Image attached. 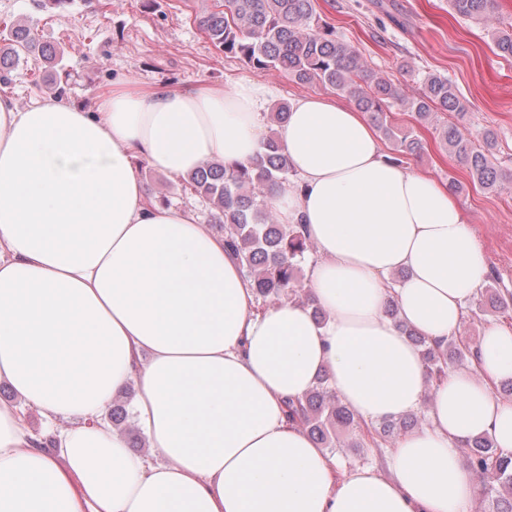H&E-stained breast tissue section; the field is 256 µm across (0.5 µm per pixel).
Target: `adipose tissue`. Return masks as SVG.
Returning a JSON list of instances; mask_svg holds the SVG:
<instances>
[{"mask_svg": "<svg viewBox=\"0 0 512 512\" xmlns=\"http://www.w3.org/2000/svg\"><path fill=\"white\" fill-rule=\"evenodd\" d=\"M272 95L122 80L83 112L0 93V381L20 397L0 402V512H467L480 483L460 446L486 434L512 452V400L492 388L512 379V326L484 331L475 370L435 382L407 336L447 347L486 255L448 187L389 161L357 108L305 95L279 128L294 180L271 204L316 248L325 323L291 299L256 312L223 237L148 202L138 160L174 177L247 162ZM324 373L364 420L426 408L388 472L337 477L288 422L286 400ZM131 382L151 460L106 420Z\"/></svg>", "mask_w": 512, "mask_h": 512, "instance_id": "1", "label": "adipose tissue"}]
</instances>
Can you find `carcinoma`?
<instances>
[{"label": "carcinoma", "instance_id": "obj_1", "mask_svg": "<svg viewBox=\"0 0 512 512\" xmlns=\"http://www.w3.org/2000/svg\"><path fill=\"white\" fill-rule=\"evenodd\" d=\"M461 17H492L498 0H449ZM199 28L224 54L242 59L258 70H273L305 85L321 84L338 90L368 120L394 143L403 156L417 157L423 142L414 131H401L389 122L395 105L411 109L418 120L431 122L438 112L464 114L465 105L448 79L429 74L422 92L406 97L403 87L368 67L359 51L324 22L314 0H216L212 9L195 16ZM496 54L512 58V28L492 33ZM38 53L44 61L56 57L49 47L37 45L29 28L10 29L0 45V82L20 56ZM449 153L464 162L482 187L498 191L512 181L500 169L493 153V136L485 134L481 145L465 137L454 123L435 128ZM287 166L279 135L267 136L263 151L245 164L227 167L207 161L185 178L196 194L211 201L216 209L213 221L224 230V242L242 265L246 278L259 298H286L301 287V262L310 248L301 224H281L272 215L269 198L274 188L288 181ZM429 375L439 378L448 364L469 353L448 341L443 353L428 345L424 337L410 331ZM288 419L301 424L323 448L333 447V432L347 428L355 414L340 400L328 378L323 376L303 398L285 402ZM419 419L412 415L389 419L375 431L389 438L401 430L413 429ZM466 463L482 482L483 498L490 501L488 512H512V454L502 452L492 438L479 435L466 443Z\"/></svg>", "mask_w": 512, "mask_h": 512}]
</instances>
